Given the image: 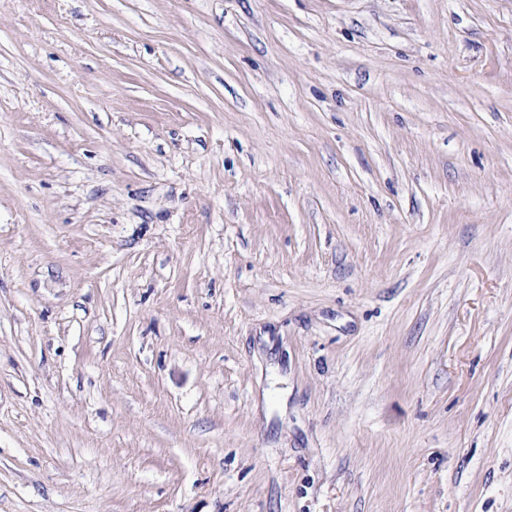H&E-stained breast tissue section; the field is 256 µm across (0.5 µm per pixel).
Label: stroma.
<instances>
[{
    "mask_svg": "<svg viewBox=\"0 0 512 512\" xmlns=\"http://www.w3.org/2000/svg\"><path fill=\"white\" fill-rule=\"evenodd\" d=\"M0 512H512V0H0Z\"/></svg>",
    "mask_w": 512,
    "mask_h": 512,
    "instance_id": "35a3bbf8",
    "label": "stroma"
}]
</instances>
